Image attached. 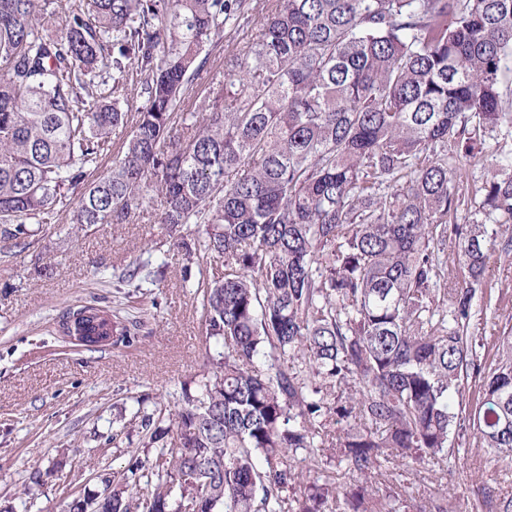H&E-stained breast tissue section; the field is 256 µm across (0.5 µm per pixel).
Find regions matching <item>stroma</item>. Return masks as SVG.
<instances>
[{"mask_svg": "<svg viewBox=\"0 0 512 512\" xmlns=\"http://www.w3.org/2000/svg\"><path fill=\"white\" fill-rule=\"evenodd\" d=\"M160 198L150 193L129 224L72 229L71 212L52 213L36 235L15 240L0 231V512H69L93 497L106 478L153 457L143 447L142 415L180 402L198 386L214 340L205 332L196 282H183L184 252L160 224ZM164 267L165 280L126 298L117 277L126 267ZM485 283L492 307L476 312L470 332L482 342L483 366L512 330V254L494 253ZM121 309L141 327L133 345L83 349L60 330L80 305ZM451 461L424 476L395 466L375 477V490L427 506L447 491L448 512H472L484 485L512 498V463L495 461L473 432L458 440Z\"/></svg>", "mask_w": 512, "mask_h": 512, "instance_id": "1", "label": "stroma"}]
</instances>
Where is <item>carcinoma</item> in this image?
Segmentation results:
<instances>
[{"mask_svg":"<svg viewBox=\"0 0 512 512\" xmlns=\"http://www.w3.org/2000/svg\"><path fill=\"white\" fill-rule=\"evenodd\" d=\"M57 7L0 0L6 234L68 207L80 226L128 224L154 187L186 260L224 258L199 285L222 350L197 394L143 416L146 492L114 478L99 512H399L369 481L422 473L469 428L512 462V336L483 374L469 331L489 254L512 251V0H277L222 71L206 47L254 22L253 0H89L63 25ZM195 80L208 93L186 112ZM131 91L132 130L91 180ZM487 154L495 174L459 193L460 160ZM467 204L472 221L450 223ZM98 310H69L62 332L98 333ZM138 330L112 312V345ZM300 450L356 484L297 469Z\"/></svg>","mask_w":512,"mask_h":512,"instance_id":"obj_1","label":"carcinoma"}]
</instances>
